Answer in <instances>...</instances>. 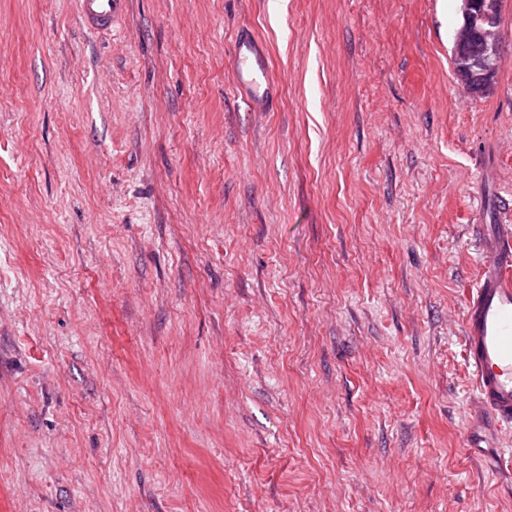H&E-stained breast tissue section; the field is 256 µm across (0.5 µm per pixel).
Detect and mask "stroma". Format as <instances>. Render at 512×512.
<instances>
[{"instance_id":"stroma-1","label":"stroma","mask_w":512,"mask_h":512,"mask_svg":"<svg viewBox=\"0 0 512 512\" xmlns=\"http://www.w3.org/2000/svg\"><path fill=\"white\" fill-rule=\"evenodd\" d=\"M460 5L127 0L98 35L0 0V512H512L462 338L512 225V0L477 98ZM232 76L234 84L246 92L254 111L263 112L270 83L269 60L248 35L236 40Z\"/></svg>"}]
</instances>
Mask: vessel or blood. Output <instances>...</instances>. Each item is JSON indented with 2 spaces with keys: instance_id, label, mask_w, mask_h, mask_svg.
<instances>
[{
  "instance_id": "obj_1",
  "label": "vessel or blood",
  "mask_w": 512,
  "mask_h": 512,
  "mask_svg": "<svg viewBox=\"0 0 512 512\" xmlns=\"http://www.w3.org/2000/svg\"><path fill=\"white\" fill-rule=\"evenodd\" d=\"M127 0H78L81 19L93 30L107 31L126 10ZM254 109H264L270 83L269 60L250 36H239L232 70ZM491 255L463 319L465 356L473 373L480 411L499 428L512 429V225L491 227Z\"/></svg>"
}]
</instances>
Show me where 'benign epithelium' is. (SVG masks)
<instances>
[{
  "instance_id": "obj_1",
  "label": "benign epithelium",
  "mask_w": 512,
  "mask_h": 512,
  "mask_svg": "<svg viewBox=\"0 0 512 512\" xmlns=\"http://www.w3.org/2000/svg\"><path fill=\"white\" fill-rule=\"evenodd\" d=\"M503 0H462V24L456 35V44L466 43L473 32L483 39V51L467 59L460 79L466 91L478 97L495 80L503 45L499 38V19Z\"/></svg>"
}]
</instances>
